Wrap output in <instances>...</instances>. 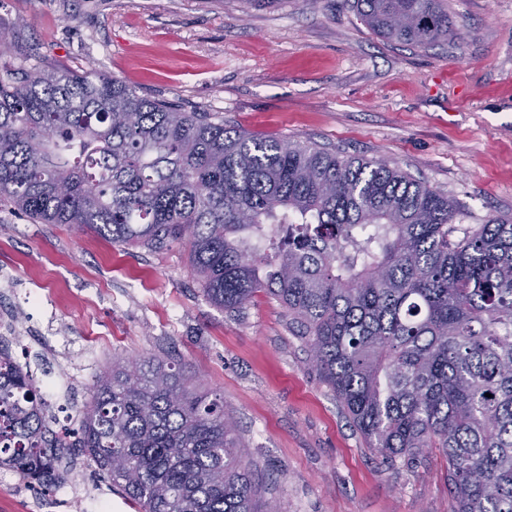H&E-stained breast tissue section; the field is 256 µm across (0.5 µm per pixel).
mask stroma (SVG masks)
I'll list each match as a JSON object with an SVG mask.
<instances>
[{
  "instance_id": "stroma-1",
  "label": "stroma",
  "mask_w": 512,
  "mask_h": 512,
  "mask_svg": "<svg viewBox=\"0 0 512 512\" xmlns=\"http://www.w3.org/2000/svg\"><path fill=\"white\" fill-rule=\"evenodd\" d=\"M447 40L387 41L354 0H0L16 41L0 58L117 78L151 100L214 112L260 138L385 159L459 208L460 226L512 219V0H448ZM0 297L9 344L62 426L113 360H181L224 410L278 512H448L445 459L388 461L309 362L287 309L258 293L208 302L189 248L112 244L0 207ZM49 494L0 469V512H135L85 454Z\"/></svg>"
}]
</instances>
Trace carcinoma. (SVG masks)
<instances>
[{"label": "carcinoma", "instance_id": "cac0c4a2", "mask_svg": "<svg viewBox=\"0 0 512 512\" xmlns=\"http://www.w3.org/2000/svg\"><path fill=\"white\" fill-rule=\"evenodd\" d=\"M383 38H448L446 0H354ZM127 246L184 241L203 296L263 291L387 460L436 448L448 512H512V221L455 225L445 193L397 165L262 139L107 77L0 65V205ZM491 397H486V394ZM0 342V469L49 493L75 448L137 512H277L224 396L176 361H112L57 432Z\"/></svg>", "mask_w": 512, "mask_h": 512}]
</instances>
